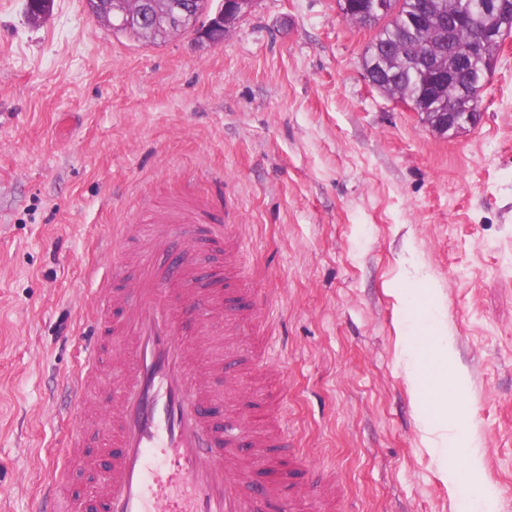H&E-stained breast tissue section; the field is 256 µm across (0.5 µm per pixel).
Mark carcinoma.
<instances>
[{"label": "carcinoma", "mask_w": 512, "mask_h": 512, "mask_svg": "<svg viewBox=\"0 0 512 512\" xmlns=\"http://www.w3.org/2000/svg\"><path fill=\"white\" fill-rule=\"evenodd\" d=\"M399 7L386 27L378 32L368 46L363 67L366 76L376 79L383 71L390 78L379 82L380 91L393 99L416 102L419 111L427 113L425 121L432 122V112L451 108L470 107L477 111V102H465L455 84L438 88L428 85L425 75L418 69V62L426 56H434L443 64L463 53L478 38L477 30L460 33L448 41V29L441 20L461 10L465 0H394ZM357 7L347 19L365 24L367 14L374 10L373 0H355ZM108 27L115 33L124 34L145 45H156L171 33L150 35L132 17L112 15Z\"/></svg>", "instance_id": "1"}]
</instances>
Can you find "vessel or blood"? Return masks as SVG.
I'll list each match as a JSON object with an SVG mask.
<instances>
[{
  "label": "vessel or blood",
  "mask_w": 512,
  "mask_h": 512,
  "mask_svg": "<svg viewBox=\"0 0 512 512\" xmlns=\"http://www.w3.org/2000/svg\"><path fill=\"white\" fill-rule=\"evenodd\" d=\"M211 200L191 201L155 220L151 229L123 224L109 245L110 264L92 295L101 320L122 302L114 281L131 278L137 298L127 305L121 326L109 328L122 351L120 386L104 395L105 422L116 433L107 442L105 477L97 493L106 512H258L260 505L281 508L276 480L252 491L243 483L250 472L268 471L270 455L288 441L276 417L266 430L243 440L236 421L221 423L211 412L213 394L200 378L199 348L188 341L191 325H224V294L213 272L237 276L236 245L225 226L210 220ZM188 249L179 261L160 263L172 240ZM96 326L83 333L84 363L68 379L78 400L101 384V335ZM304 493L316 512L335 508L329 483L304 475ZM35 512H75L62 484L46 483Z\"/></svg>",
  "instance_id": "1"
}]
</instances>
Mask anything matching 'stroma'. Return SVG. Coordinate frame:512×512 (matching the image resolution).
<instances>
[{"label":"stroma","instance_id":"1","mask_svg":"<svg viewBox=\"0 0 512 512\" xmlns=\"http://www.w3.org/2000/svg\"><path fill=\"white\" fill-rule=\"evenodd\" d=\"M375 29L337 0H254L212 44L117 36L85 0H0V512H34L72 462L77 332L117 224L211 198L260 294L257 330L225 339L239 390L274 371L297 451L336 481L343 512H463L413 405L403 336L410 287L436 288L468 382V417L495 512H512V40L479 123L440 135L372 88Z\"/></svg>","mask_w":512,"mask_h":512}]
</instances>
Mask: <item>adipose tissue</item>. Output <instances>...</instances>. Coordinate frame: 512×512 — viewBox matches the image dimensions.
<instances>
[{
    "mask_svg": "<svg viewBox=\"0 0 512 512\" xmlns=\"http://www.w3.org/2000/svg\"><path fill=\"white\" fill-rule=\"evenodd\" d=\"M408 296L404 334L412 356L415 407L422 413L425 431L441 435L443 457L452 462L459 450L469 445L461 426L465 417V377L456 365L446 334L425 318L434 302V289H412Z\"/></svg>",
    "mask_w": 512,
    "mask_h": 512,
    "instance_id": "obj_1",
    "label": "adipose tissue"
}]
</instances>
